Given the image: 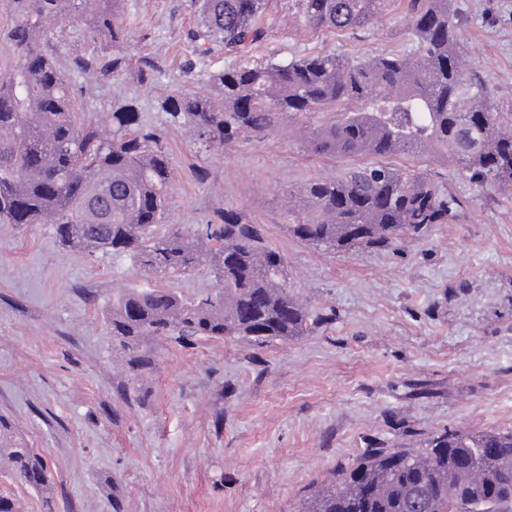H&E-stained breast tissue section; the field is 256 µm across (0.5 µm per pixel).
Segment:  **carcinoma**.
<instances>
[{
    "mask_svg": "<svg viewBox=\"0 0 512 512\" xmlns=\"http://www.w3.org/2000/svg\"><path fill=\"white\" fill-rule=\"evenodd\" d=\"M394 0H302L309 25L362 29ZM117 0H5L13 17L14 64L0 81V224H42L92 254L125 256L149 279L208 267L216 285L185 296L149 285L112 296L106 322L126 353L131 380L154 365L147 344L208 338L263 344L305 333L307 308L288 292L285 259L235 209L218 224H167L170 159L120 102L99 125L43 43L55 21L80 22L123 39ZM266 0H201L202 27L232 51L262 38ZM417 55L362 61L312 53L288 63L233 66L217 77V99L170 97L163 109L192 128L199 149L242 133L264 136L282 121L333 111L310 152L324 157L452 158L478 187L512 189V134L502 131L491 91L467 76L452 0H407ZM78 71L123 69L80 58ZM288 232L326 251L378 249L446 224L458 200L420 169L359 165L289 193ZM0 468L42 488L47 463L0 417ZM297 512H512V430L448 432L428 448H373L305 496Z\"/></svg>",
    "mask_w": 512,
    "mask_h": 512,
    "instance_id": "obj_1",
    "label": "carcinoma"
}]
</instances>
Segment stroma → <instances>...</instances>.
I'll return each instance as SVG.
<instances>
[{"mask_svg": "<svg viewBox=\"0 0 512 512\" xmlns=\"http://www.w3.org/2000/svg\"><path fill=\"white\" fill-rule=\"evenodd\" d=\"M469 76L512 131V0H455ZM198 0H120L123 41L74 21L45 40L87 119L134 104L171 162V224L259 226L311 315L304 335L253 345H153L140 386L121 371L104 310L146 279L128 258L60 245L47 224H0V415L51 470L34 489L0 472L22 512H295L313 484L371 448H424L456 430L512 429V190L480 189L452 161L419 167L462 203L448 223L390 247L331 253L288 232V192L355 166L311 154L316 112L266 136L198 151L162 100L215 95L232 65L310 53L412 55L402 0L368 27L309 26L301 0H267L263 38L200 39ZM121 56L105 77L76 58Z\"/></svg>", "mask_w": 512, "mask_h": 512, "instance_id": "35a3bbf8", "label": "stroma"}]
</instances>
